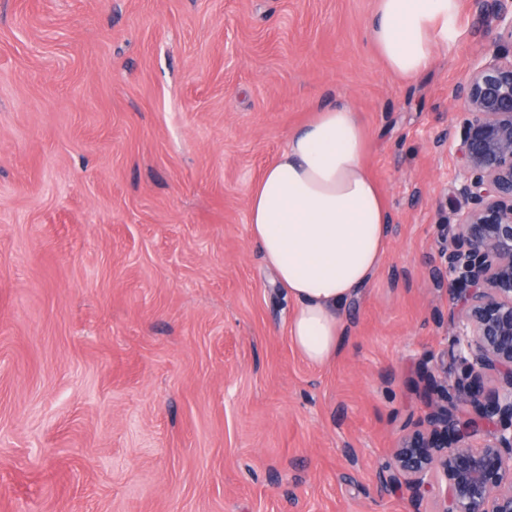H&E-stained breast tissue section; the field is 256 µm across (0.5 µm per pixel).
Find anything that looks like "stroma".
<instances>
[{"instance_id": "stroma-1", "label": "stroma", "mask_w": 512, "mask_h": 512, "mask_svg": "<svg viewBox=\"0 0 512 512\" xmlns=\"http://www.w3.org/2000/svg\"><path fill=\"white\" fill-rule=\"evenodd\" d=\"M375 0H0V512H412L376 471L456 385L430 271L457 158L436 138L492 49L462 0L419 78L372 50ZM347 104L391 213L336 360L247 200L289 133Z\"/></svg>"}]
</instances>
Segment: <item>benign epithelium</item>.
Here are the masks:
<instances>
[{
    "label": "benign epithelium",
    "instance_id": "benign-epithelium-1",
    "mask_svg": "<svg viewBox=\"0 0 512 512\" xmlns=\"http://www.w3.org/2000/svg\"><path fill=\"white\" fill-rule=\"evenodd\" d=\"M496 38L512 43V0H472ZM460 159L454 188L456 232L439 241L438 287L458 307L457 355L467 382L455 413L434 384L427 412L402 435L381 484L401 485L414 512L435 493L434 512H512V55L488 51L455 95ZM495 378L487 387L484 381Z\"/></svg>",
    "mask_w": 512,
    "mask_h": 512
}]
</instances>
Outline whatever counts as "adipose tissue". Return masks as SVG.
I'll return each instance as SVG.
<instances>
[{
    "mask_svg": "<svg viewBox=\"0 0 512 512\" xmlns=\"http://www.w3.org/2000/svg\"><path fill=\"white\" fill-rule=\"evenodd\" d=\"M459 15L460 0H376L373 48L390 72L417 78L452 42ZM367 149L358 112L317 108L248 197L249 235L293 305L291 343L317 366L336 357L341 309L371 281L389 242V205Z\"/></svg>",
    "mask_w": 512,
    "mask_h": 512,
    "instance_id": "adipose-tissue-1",
    "label": "adipose tissue"
}]
</instances>
